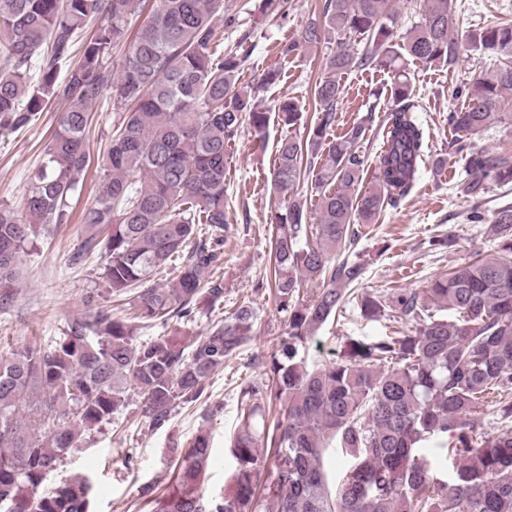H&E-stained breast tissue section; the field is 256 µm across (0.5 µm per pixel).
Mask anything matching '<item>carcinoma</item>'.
<instances>
[{
	"label": "carcinoma",
	"instance_id": "1",
	"mask_svg": "<svg viewBox=\"0 0 512 512\" xmlns=\"http://www.w3.org/2000/svg\"><path fill=\"white\" fill-rule=\"evenodd\" d=\"M147 6L0 0V130L29 126L51 102L66 104L22 213L0 206V308L11 305L32 238L71 219L92 162V109L105 97L119 118L72 259L100 254L107 292L131 306L129 317H115L90 294L89 311L53 346L0 354V512H90L88 477L42 489L88 432L112 423L133 396L149 429L170 428L176 409L201 403L211 377L254 336L255 313L242 306L204 333L135 344L139 329L190 321L223 301L224 281L210 274L224 263V160L243 122L262 141L270 120L237 87L241 61L218 51L223 0H159L114 72L112 50ZM420 7L421 22L397 41L393 0H324L320 19L305 30V43L336 50L314 85L317 116L303 132L291 131L302 114L294 100L274 106L290 128L276 143L272 173L283 202L270 217L269 276L255 288L273 296L287 329L263 373L239 388L233 493L206 494L212 448L200 428L185 446L168 449L177 460L175 489L142 488L152 512H512V203L485 228L494 248L436 276L423 292L360 294L363 319L396 314L389 332L348 339L327 364L308 362L309 341L365 273L343 253L420 174L424 131L404 64L451 67L470 51L489 53L499 64L465 89L448 123L477 135L512 111V25L461 33L452 0ZM93 18L96 29L79 40ZM360 67L391 71L399 105L387 115L372 168L361 154L365 125L328 139L342 75ZM464 160L459 189L476 203L488 185L512 183V153L469 151ZM311 177L318 222L306 224L297 186ZM175 261L177 275L155 283ZM488 412L490 430L482 422ZM429 441L453 458L452 474H434L423 453ZM329 448L353 458L339 482L324 469Z\"/></svg>",
	"mask_w": 512,
	"mask_h": 512
}]
</instances>
